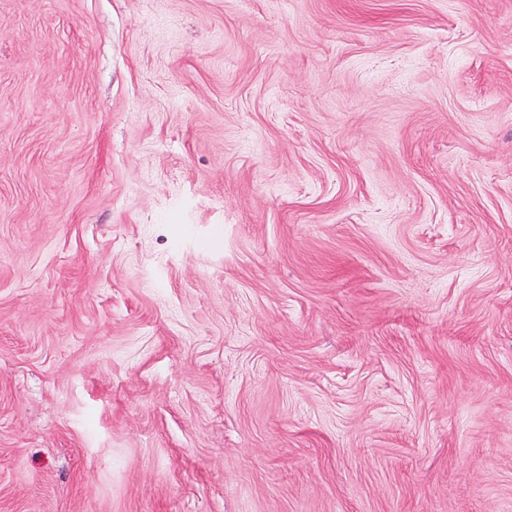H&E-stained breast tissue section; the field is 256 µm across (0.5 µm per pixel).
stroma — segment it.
Here are the masks:
<instances>
[{
	"label": "stroma",
	"instance_id": "stroma-1",
	"mask_svg": "<svg viewBox=\"0 0 512 512\" xmlns=\"http://www.w3.org/2000/svg\"><path fill=\"white\" fill-rule=\"evenodd\" d=\"M0 512H512V0H0Z\"/></svg>",
	"mask_w": 512,
	"mask_h": 512
}]
</instances>
